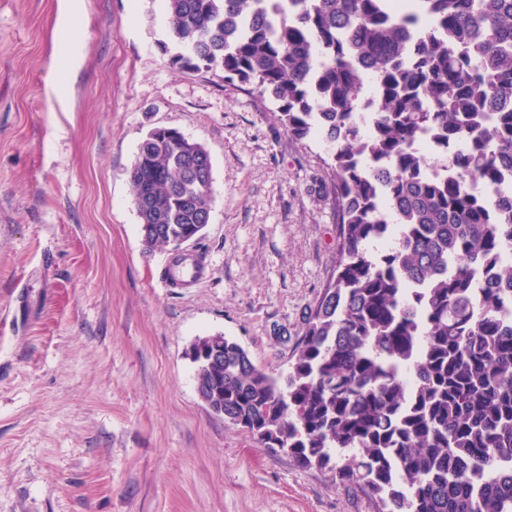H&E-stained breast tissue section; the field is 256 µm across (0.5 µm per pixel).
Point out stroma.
I'll use <instances>...</instances> for the list:
<instances>
[{"label": "stroma", "mask_w": 512, "mask_h": 512, "mask_svg": "<svg viewBox=\"0 0 512 512\" xmlns=\"http://www.w3.org/2000/svg\"><path fill=\"white\" fill-rule=\"evenodd\" d=\"M175 52L165 0H0V512H376L198 396L199 336L287 372L340 240L323 139ZM158 126L212 161L206 272L175 288L128 181Z\"/></svg>", "instance_id": "1"}]
</instances>
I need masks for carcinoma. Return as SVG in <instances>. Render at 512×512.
<instances>
[{"instance_id": "obj_1", "label": "carcinoma", "mask_w": 512, "mask_h": 512, "mask_svg": "<svg viewBox=\"0 0 512 512\" xmlns=\"http://www.w3.org/2000/svg\"><path fill=\"white\" fill-rule=\"evenodd\" d=\"M171 63L331 145L340 250L288 371L222 333L201 401L378 512H512V0H166ZM146 250L211 209L180 143L128 170ZM224 363L200 353L213 338Z\"/></svg>"}]
</instances>
